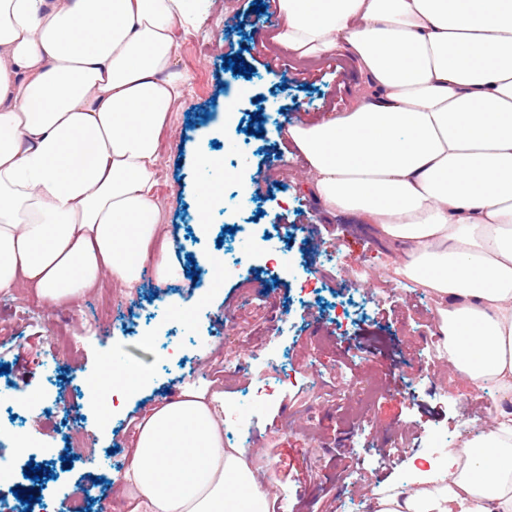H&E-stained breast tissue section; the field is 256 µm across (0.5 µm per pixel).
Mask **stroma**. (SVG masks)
<instances>
[{
    "label": "stroma",
    "mask_w": 512,
    "mask_h": 512,
    "mask_svg": "<svg viewBox=\"0 0 512 512\" xmlns=\"http://www.w3.org/2000/svg\"><path fill=\"white\" fill-rule=\"evenodd\" d=\"M255 0H206L178 39L180 66L189 75L181 106L162 137L157 199L161 221L179 259L223 254L236 273L206 304H198L207 270L169 285L141 280L132 295L116 289L85 295L50 309L20 295H0V392L35 391L33 406L13 414L0 407V426L25 437L27 458L0 447V459L20 482L29 463L57 464L42 500L56 512L62 500L111 497L114 480L131 463L129 441L143 412L188 391H223L237 423L226 435L251 452L277 500L274 512H370L374 493L412 484L421 463L437 462L465 436L487 428L494 390L453 386L448 362L433 346L434 301L426 289L399 279L402 256L378 228L352 215H323L308 184L307 165L285 137L286 127L317 122L344 110L357 82L347 56L297 62L273 46L278 28ZM243 57L251 74L224 68ZM232 121L220 124L225 105ZM274 114L259 136L247 129L259 114ZM225 162L230 183L224 205L200 234L194 204L196 160ZM256 189L238 202V181ZM263 239L287 266L268 267L254 248ZM315 296L300 298L306 279ZM114 308L99 318L100 303ZM176 300L194 310L183 324L169 309ZM77 335L76 347L48 355L58 327ZM379 347H355L358 335ZM182 350L167 358L166 346ZM120 360L149 376L148 385L101 424L88 403L86 380L107 375ZM236 366L225 378V362ZM287 365L293 386L257 393L261 378ZM394 374L373 408L351 417L344 392ZM396 448L384 457L381 443Z\"/></svg>",
    "instance_id": "stroma-1"
}]
</instances>
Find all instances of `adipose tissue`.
Returning a JSON list of instances; mask_svg holds the SVG:
<instances>
[{"instance_id":"ef3b65f1","label":"adipose tissue","mask_w":512,"mask_h":512,"mask_svg":"<svg viewBox=\"0 0 512 512\" xmlns=\"http://www.w3.org/2000/svg\"><path fill=\"white\" fill-rule=\"evenodd\" d=\"M278 0L275 42L343 53L367 91L286 128L330 215L376 225L398 274L429 288L453 374L495 382L487 430L442 473L372 512H512V0ZM197 0H0V293L47 307L112 283L183 276L160 222L161 135L188 81L177 31ZM146 386L113 362L102 422ZM223 392L148 408L117 490L132 512H272L250 454L225 443Z\"/></svg>"}]
</instances>
